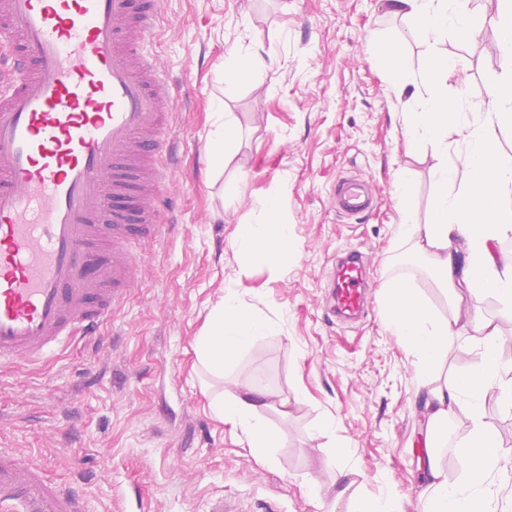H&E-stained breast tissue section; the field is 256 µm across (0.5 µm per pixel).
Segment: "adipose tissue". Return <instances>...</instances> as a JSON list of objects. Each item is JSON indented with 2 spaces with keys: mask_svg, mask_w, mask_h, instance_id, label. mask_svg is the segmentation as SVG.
I'll use <instances>...</instances> for the list:
<instances>
[{
  "mask_svg": "<svg viewBox=\"0 0 512 512\" xmlns=\"http://www.w3.org/2000/svg\"><path fill=\"white\" fill-rule=\"evenodd\" d=\"M465 0H389L391 12L407 19L413 32L437 36L451 31L460 42L471 41L476 28L464 7ZM498 47L507 75L491 92L488 110L478 123H470L449 100L447 82L461 62L439 54L428 56L418 70L399 63L401 39H381L374 46V59L393 66L397 95L423 88L419 111L406 115L408 143L427 141L441 156L434 170L437 192L429 223H415L405 213L401 237L416 253L427 257L438 287L452 307H459L464 294L488 293L512 305V251L500 246L512 236V163L501 161L494 127L512 109V0H497ZM459 151L448 160V143ZM290 225L274 221L239 225L236 249L277 263H287L293 253ZM387 327L417 358L420 375H427L449 341L462 335L457 318L437 315L410 281H391L385 291ZM279 326L245 307L234 289L210 312L205 330L198 336L195 353L210 374L223 377L226 363L240 349L260 336L279 335ZM480 354L478 368L465 377H452L430 390L433 398L428 418L431 447H440L448 435V419L455 410L467 408L472 426L461 444V478L449 482L439 456L427 465L431 481L423 512H499L496 478L512 469V460L500 450L498 437L482 421L486 394L498 390L506 409H512V365L502 360L504 336L487 325L474 328L472 337ZM273 390L253 383L237 385L235 391L209 398L212 415L240 429L248 448L262 462H269V448L277 437L264 423L262 412L274 407Z\"/></svg>",
  "mask_w": 512,
  "mask_h": 512,
  "instance_id": "adipose-tissue-1",
  "label": "adipose tissue"
}]
</instances>
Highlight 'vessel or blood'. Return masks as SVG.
I'll use <instances>...</instances> for the list:
<instances>
[{
  "mask_svg": "<svg viewBox=\"0 0 512 512\" xmlns=\"http://www.w3.org/2000/svg\"><path fill=\"white\" fill-rule=\"evenodd\" d=\"M162 0H0V367L39 363L97 335L132 284L133 241L163 232L173 163L172 98L148 51ZM338 214L377 199L353 177ZM350 251L327 281L329 308L370 304ZM0 512H86L81 487L0 451Z\"/></svg>",
  "mask_w": 512,
  "mask_h": 512,
  "instance_id": "b4317fda",
  "label": "vessel or blood"
}]
</instances>
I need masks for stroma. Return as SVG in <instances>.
Listing matches in <instances>:
<instances>
[{
	"mask_svg": "<svg viewBox=\"0 0 512 512\" xmlns=\"http://www.w3.org/2000/svg\"><path fill=\"white\" fill-rule=\"evenodd\" d=\"M164 21L149 49L175 101L172 135L179 166L165 179V223L102 329L100 342H72L36 365L0 368V449L33 459L55 479L81 481L89 512H345L336 477L346 470L364 496H393L419 512L428 455L426 406L415 357L385 324V287L412 282L433 310L450 316L425 258L401 241L403 211L430 217L440 157L406 142L404 115L421 96L399 101L390 67L374 63V38L409 28L387 0H163ZM478 36L417 35L402 61L460 58L448 97L468 119L486 110L505 71L495 0H469ZM266 64L263 82L224 81L229 49ZM235 136L222 172L209 149L216 110ZM365 177L376 210L337 215L336 179ZM409 186L408 198L397 192ZM278 202L277 222L293 229L294 257L275 265L232 248L245 215ZM365 258L371 303L355 321L327 311L326 278L339 257ZM281 333L254 339L214 388L257 382L281 400L264 420L277 435L272 463L260 462L240 429L215 419L194 343L226 287ZM491 294L466 296L460 318L484 319L507 343L512 320ZM480 362L469 336L449 343L435 372L461 376ZM332 419L326 432L320 424Z\"/></svg>",
	"mask_w": 512,
	"mask_h": 512,
	"instance_id": "35a3bbf8",
	"label": "stroma"
}]
</instances>
